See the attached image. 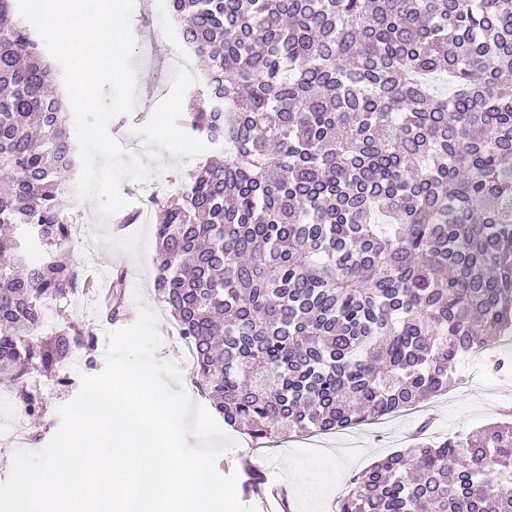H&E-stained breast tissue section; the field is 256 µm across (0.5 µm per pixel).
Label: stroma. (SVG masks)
I'll list each match as a JSON object with an SVG mask.
<instances>
[{
	"label": "stroma",
	"mask_w": 512,
	"mask_h": 512,
	"mask_svg": "<svg viewBox=\"0 0 512 512\" xmlns=\"http://www.w3.org/2000/svg\"><path fill=\"white\" fill-rule=\"evenodd\" d=\"M131 31L136 46L179 44L178 26L172 19L167 0H135ZM135 91L143 93L156 82L166 85L165 96L152 102L149 111L125 115L114 139L117 143H143L147 150L143 160L149 166L144 179H125L119 193L126 200L125 214L136 211L141 201L163 192L166 182H180L183 175L199 163L213 157L206 138L193 133L185 118L194 111L200 80L186 81L165 71L161 65L135 66ZM67 215L84 225L86 235L65 247L67 258L84 265L87 254H95L109 271L127 273L126 307L122 320L106 322L100 315L96 291L103 278L86 272L87 289L73 295L64 312H50L51 326L73 325L92 332L97 344L94 365H86L83 352H75L67 372L47 379L40 397L42 417L29 419L21 410L15 386L0 382V482L10 474L18 448L39 451L57 431L58 407L70 402L81 389V378L99 374L105 367L109 332L136 322L141 309L157 317L162 343L155 358L173 363L191 400L205 405L206 400L192 383L190 360L176 332L170 313L157 301L153 281V258L157 240L151 224L118 225L114 219L102 218L97 203L70 195ZM459 378L447 392L431 398L418 409L401 410L354 428L311 436L290 435L272 444H254L244 431L224 427L233 446L221 453L215 468L220 475H236V492L245 505H252L257 487L276 489L287 512H336L350 476L369 468L378 460L414 444L418 432L428 440L438 441L451 435L467 436L496 422L512 421V371L494 373L490 367L469 371L459 367ZM17 424L28 435L24 446H17L2 429Z\"/></svg>",
	"instance_id": "1"
}]
</instances>
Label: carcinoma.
<instances>
[{
  "instance_id": "cac0c4a2",
  "label": "carcinoma",
  "mask_w": 512,
  "mask_h": 512,
  "mask_svg": "<svg viewBox=\"0 0 512 512\" xmlns=\"http://www.w3.org/2000/svg\"><path fill=\"white\" fill-rule=\"evenodd\" d=\"M169 2L205 83L187 125L228 145L155 201L154 291L197 390L256 443L448 390L463 355L512 331V0ZM14 13L0 0V374L35 416L29 376L78 349L91 366L96 344L37 334L86 286L53 256L77 152ZM338 512H512V422L386 456Z\"/></svg>"
}]
</instances>
